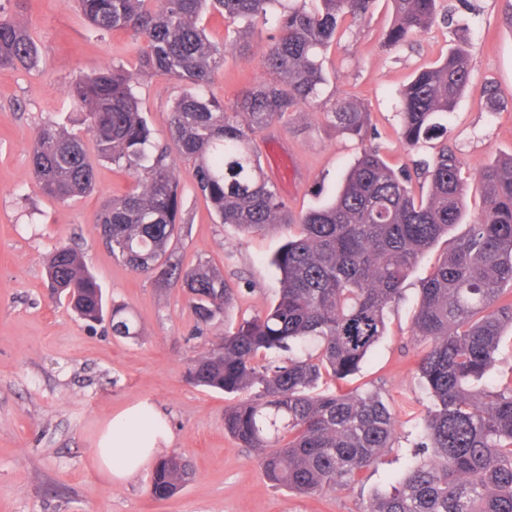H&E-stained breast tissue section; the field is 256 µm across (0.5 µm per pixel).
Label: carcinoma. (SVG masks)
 Returning <instances> with one entry per match:
<instances>
[{
  "label": "carcinoma",
  "instance_id": "obj_1",
  "mask_svg": "<svg viewBox=\"0 0 512 512\" xmlns=\"http://www.w3.org/2000/svg\"><path fill=\"white\" fill-rule=\"evenodd\" d=\"M99 31L143 36L139 68L92 70L69 87L84 110L86 133L99 160L127 169L135 181L104 204L96 229L113 255L132 270L165 283L181 279L198 323L230 308L236 290L200 262L173 261L172 243L185 218L182 191L170 162L176 152L193 162L197 191L222 224L254 233L284 224L293 230L271 259L279 275L276 301L262 314L224 332L188 369L201 387L254 395L224 410V429L257 452L266 478L300 494L345 489L394 446L396 413L380 390L313 392L325 376L355 375L385 334L386 310L423 255L459 224L467 231L420 289L412 332L423 345L416 371L432 398L406 470L372 500L368 512H512V379L481 385L491 371L502 329L512 326V155L478 173L483 205L466 221L463 160L443 142L413 167L429 184L426 197L410 187L408 170L392 169L374 144L364 147L336 198L299 219L288 216L278 186L261 166L254 137L307 108L321 109L341 132L371 139L357 97L320 102L323 52L347 26L366 20L376 0H76ZM386 34L400 46L437 21L436 0H392ZM224 17L231 33L210 40L202 15ZM272 23L266 54L270 78L237 95L230 107L210 94L227 49L258 23ZM39 62L28 30L0 6V69ZM142 75L185 83L173 104L170 142L160 143L140 111L135 86ZM470 79L468 54L448 52L401 90L400 139L409 150L446 137L452 112ZM29 161L41 192L67 200L89 191L94 168L84 137L53 124L34 136ZM48 288L93 327L109 320L112 334L139 336L122 304L108 305L102 289L70 247L47 264ZM194 476L170 455L157 460L153 498L175 496Z\"/></svg>",
  "mask_w": 512,
  "mask_h": 512
}]
</instances>
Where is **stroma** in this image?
Masks as SVG:
<instances>
[{"label":"stroma","mask_w":512,"mask_h":512,"mask_svg":"<svg viewBox=\"0 0 512 512\" xmlns=\"http://www.w3.org/2000/svg\"><path fill=\"white\" fill-rule=\"evenodd\" d=\"M0 9L25 26L38 44V68L0 70V512H366L375 493L402 472L430 400L416 374L419 350L413 314L423 280L447 250L430 248L387 311V332L346 389H378L397 415V440L380 463L348 489L305 496L267 480L255 454L224 429L223 392L197 387L188 368L225 330L260 315L280 287L269 259L288 230L240 233L220 223L194 188L191 165L174 158L189 222L176 245L182 266L198 261L218 268L241 295L237 305L198 324L179 280L160 283L115 259L102 243L96 219L103 204L132 185L124 169L94 165L95 185L84 196L60 201L40 192L29 162L34 133L52 122L83 132V114L68 95L71 82L98 66L135 71L142 37L87 25L75 0H5ZM391 0L331 45L324 58L325 97L357 95L368 106L369 129L394 168L413 155L399 139L402 86L448 51L464 48L471 77L448 118V144L463 159L467 215L481 200L478 172L498 154H512V0H471L453 25H434L410 43L390 47ZM270 26L258 25L246 55L228 52L211 86L229 102L265 78ZM502 103L490 110L487 89ZM182 82L144 76L140 107L158 141L169 139V113ZM261 164L289 211L298 215L331 200L362 144L340 133L318 110L256 135ZM76 249L108 301L136 316L141 334L114 336L109 325L88 330L66 305L47 297L50 253ZM147 402L166 418L171 439L162 455L186 460L195 476L173 498L158 501L144 469L123 482L109 481L94 452L102 432L127 408Z\"/></svg>","instance_id":"1"}]
</instances>
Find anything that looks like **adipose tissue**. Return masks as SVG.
I'll return each instance as SVG.
<instances>
[{
    "label": "adipose tissue",
    "instance_id": "ef3b65f1",
    "mask_svg": "<svg viewBox=\"0 0 512 512\" xmlns=\"http://www.w3.org/2000/svg\"><path fill=\"white\" fill-rule=\"evenodd\" d=\"M167 433L160 413L151 405L140 404L119 414L102 435L95 450L101 472L120 482L151 464L157 445Z\"/></svg>",
    "mask_w": 512,
    "mask_h": 512
}]
</instances>
